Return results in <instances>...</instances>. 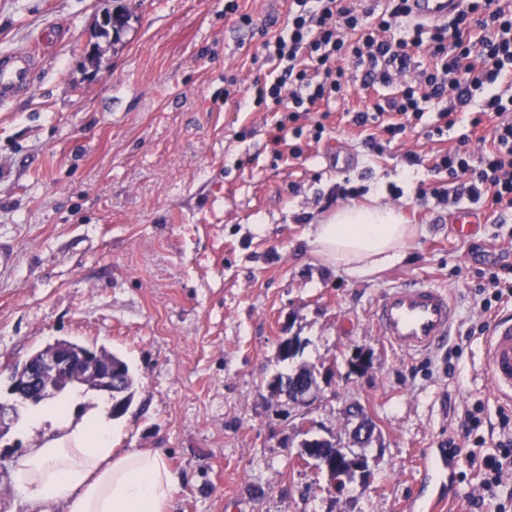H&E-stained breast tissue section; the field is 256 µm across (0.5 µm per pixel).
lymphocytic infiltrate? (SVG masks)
Returning a JSON list of instances; mask_svg holds the SVG:
<instances>
[{"instance_id": "f902f5d3", "label": "lymphocytic infiltrate", "mask_w": 512, "mask_h": 512, "mask_svg": "<svg viewBox=\"0 0 512 512\" xmlns=\"http://www.w3.org/2000/svg\"><path fill=\"white\" fill-rule=\"evenodd\" d=\"M382 12L357 10L343 0H291L286 31L264 38L261 47L267 61L279 73L256 86V106L280 113L278 130L302 136L298 121L331 99L340 97L348 83L344 60L365 71L368 89L400 84L397 96L373 100L356 112L354 125L364 131V141L374 150L394 141L409 127L422 126L426 137L447 132L449 111L442 109L445 98L454 107L466 109L478 104L473 126L489 123L493 134L488 148L473 156L468 138L440 155L431 167L434 175L458 184L469 198L490 197L493 204L512 209V94L493 92L498 82L512 77V10L500 0H463L458 13L448 22L434 26L415 25L397 37L392 27L407 17L408 0H389ZM425 53L428 64L417 80L405 82L412 50ZM437 109V124L423 125L430 109ZM482 405L465 408L459 421L464 439L483 449L485 439L478 433L483 424ZM499 426L504 434L487 452L478 469V492L471 495L473 512L494 504L496 512H507L500 497L505 475L512 473V413L500 411Z\"/></svg>"}]
</instances>
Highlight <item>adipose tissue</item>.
<instances>
[{"label":"adipose tissue","mask_w":512,"mask_h":512,"mask_svg":"<svg viewBox=\"0 0 512 512\" xmlns=\"http://www.w3.org/2000/svg\"><path fill=\"white\" fill-rule=\"evenodd\" d=\"M414 226L394 207L372 201L340 207L311 225L312 252L325 265L353 276L379 270L400 259ZM78 394L32 411L26 427L55 422L59 434L14 459L15 490L31 512L63 505L65 512H168L179 480L156 450L117 451L107 398L74 417Z\"/></svg>","instance_id":"adipose-tissue-1"}]
</instances>
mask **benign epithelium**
Returning a JSON list of instances; mask_svg holds the SVG:
<instances>
[{
	"label": "benign epithelium",
	"instance_id": "obj_1",
	"mask_svg": "<svg viewBox=\"0 0 512 512\" xmlns=\"http://www.w3.org/2000/svg\"><path fill=\"white\" fill-rule=\"evenodd\" d=\"M79 367L84 376L98 387L108 391L120 387V381L114 376L112 364H103L102 352L86 346L75 347L65 341H59L48 348L41 358L27 361L20 367L18 374L10 379L9 394L21 400L49 398L71 382L70 372ZM316 399L314 384L305 382L295 387L294 395L290 398L292 404L309 407ZM331 457L336 462L346 461L350 470L333 467L326 459L316 455L303 454L305 462H314L319 468H324L332 481L333 488L342 483H356L362 488L369 486L371 481L367 460L354 456L349 448L334 447Z\"/></svg>",
	"mask_w": 512,
	"mask_h": 512
}]
</instances>
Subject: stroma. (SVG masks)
I'll return each instance as SVG.
<instances>
[{"label":"stroma","instance_id":"35a3bbf8","mask_svg":"<svg viewBox=\"0 0 512 512\" xmlns=\"http://www.w3.org/2000/svg\"><path fill=\"white\" fill-rule=\"evenodd\" d=\"M226 2L131 0L115 43L98 30L112 0H0V54L59 31L33 92L0 104V246L12 255L0 267V404L16 408L0 438V512H27L11 463L57 432L23 428L33 406L8 394L10 369L58 339L126 362L134 395L115 446L165 455L180 479L170 512H403L430 450L453 456L450 512H470L478 463L470 447L449 451L448 436L479 403L481 433L496 442L500 402L469 330L480 269L512 264V212L440 203L429 166L473 115L454 113L443 137L414 130L372 151L351 124L371 99L352 68L322 140H295L251 101L269 71L261 32L286 27L288 0H237L234 12ZM232 79L240 94L228 100ZM334 148L355 167L337 170ZM345 188L354 204L378 196L416 225L400 260L355 277L312 254L310 226L350 202ZM460 207L477 219L467 238L451 221ZM405 281L446 288L458 309L456 335L423 357L391 350L372 320ZM290 337L302 349L285 361ZM359 347L373 364L354 373ZM301 365L318 385L307 409L267 387ZM355 406L375 424L354 447L372 484L333 492L326 471L299 459L301 423L345 446Z\"/></svg>","mask_w":512,"mask_h":512}]
</instances>
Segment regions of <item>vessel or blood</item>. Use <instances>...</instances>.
<instances>
[{"mask_svg":"<svg viewBox=\"0 0 512 512\" xmlns=\"http://www.w3.org/2000/svg\"><path fill=\"white\" fill-rule=\"evenodd\" d=\"M460 0H410L413 21L434 25L457 12ZM42 44L0 54V103L28 93L31 74L42 55ZM373 320L392 349L424 355L444 344L457 326L456 305L447 291L416 281L387 289L373 310ZM482 369L496 397L512 403V314L496 318L482 343ZM439 459L430 452L420 462V478L405 512H438L441 494L432 484Z\"/></svg>","mask_w":512,"mask_h":512,"instance_id":"b4317fda","label":"vessel or blood"}]
</instances>
